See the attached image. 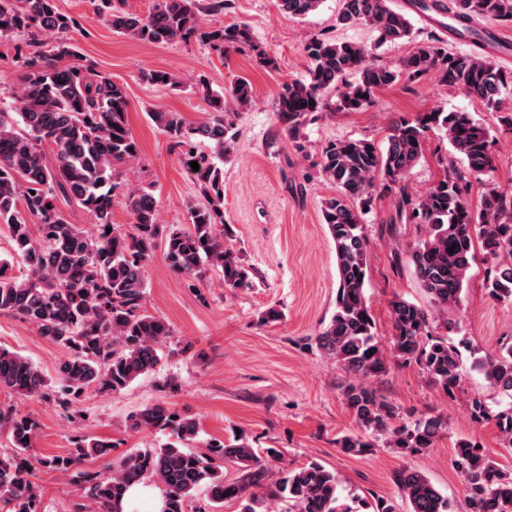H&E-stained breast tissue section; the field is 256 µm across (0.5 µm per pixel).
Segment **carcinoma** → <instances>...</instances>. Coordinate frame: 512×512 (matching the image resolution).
I'll use <instances>...</instances> for the list:
<instances>
[{
  "instance_id": "1",
  "label": "carcinoma",
  "mask_w": 512,
  "mask_h": 512,
  "mask_svg": "<svg viewBox=\"0 0 512 512\" xmlns=\"http://www.w3.org/2000/svg\"><path fill=\"white\" fill-rule=\"evenodd\" d=\"M278 3L282 15L302 19L318 11L323 0ZM95 4L97 16L113 32L149 43L196 37L220 53L252 45L243 24L203 30L199 0H159L145 16L123 11L112 0ZM413 6L446 16L449 32L478 43L469 52H459L436 34L418 39L409 15L394 0H339L336 25L361 24L377 38L369 48L329 37L306 44V77L285 82L276 92L277 112L297 149H303L299 126L324 111L326 94L339 84V108L346 112L372 106L381 88L399 81L415 83L430 73L439 85L502 111V94L512 90V69L489 60L482 44L492 36L475 34L474 23L512 24V0H417ZM72 26L58 0H0V39L31 29L60 34ZM395 42L415 47L394 64L378 60L377 49ZM73 55V46L66 42L49 52L36 45L18 53L20 94L16 106L0 107V224L7 228L12 249V254L0 256V313L20 316L67 351L53 387L28 358L0 347V390L20 399L47 400L65 412L85 389L123 390L159 364L160 347L173 332L164 318L145 309L146 270L156 257L193 283L207 281L215 271L228 288L253 286L251 268L228 242L220 197L223 168L197 149L202 140L212 142L220 155L231 149L236 112L251 104V86L239 82L228 102L224 94L202 85L206 117L194 125L179 112H149L151 122L181 149L183 166L203 197L190 208V223L166 225L159 222L155 197L145 190H128L122 176V167L138 153L127 123L125 88L90 65L60 64ZM141 78L153 85H181L162 70L144 71ZM432 133L447 140L465 166L451 168L424 193L414 195L407 179ZM192 161L199 164L196 172ZM317 165L336 187L321 202V218L334 242L338 285L335 312L314 344L348 373L343 396L357 425L336 438V447L346 455L364 456L381 440L402 454H421L447 429V418L439 414L406 420L369 380L384 375L390 359H402L419 365L432 385L450 394L460 380L467 341L453 343L432 335L427 312L397 298L391 302L390 352L383 350L365 294L369 239L364 208L376 191H389L397 198L399 217L423 227L424 236L410 249L409 259L438 308H455L461 302L477 243L491 262L485 278L488 295L512 304V196L489 188L478 207L470 201L473 183L494 170L491 136L466 111L434 109L396 124L383 145L373 139L329 141ZM119 195L127 198L133 216L127 230L112 223V203ZM60 201L88 212L93 230L71 223ZM15 255L26 271L8 276ZM472 366L509 400L494 414L479 400L473 410L495 421L511 452L512 344L474 359ZM127 426L135 432L166 431L169 442L127 453L106 473H89L79 470L80 465L110 455L109 441L88 437L64 456L40 458L32 454L33 420L11 406L1 407L0 429L8 432L10 452L0 455V506L5 512H37L40 491L34 477L41 466L86 484L97 512H125L128 491L148 481L163 487L161 512H188L202 486L212 512L229 501L238 503V512H261L269 500L288 502V512H454L448 497L414 469L392 475L400 499L366 498L343 494L336 472L318 461L273 467L270 462L283 456L280 449L259 451L243 438L213 442L208 451H197L190 447L199 433L197 419L178 415L160 402L131 414ZM223 463L236 468L237 480L224 479ZM451 463L463 480L464 512H512L511 467L467 439L456 442ZM262 487L260 495L257 489Z\"/></svg>"
}]
</instances>
